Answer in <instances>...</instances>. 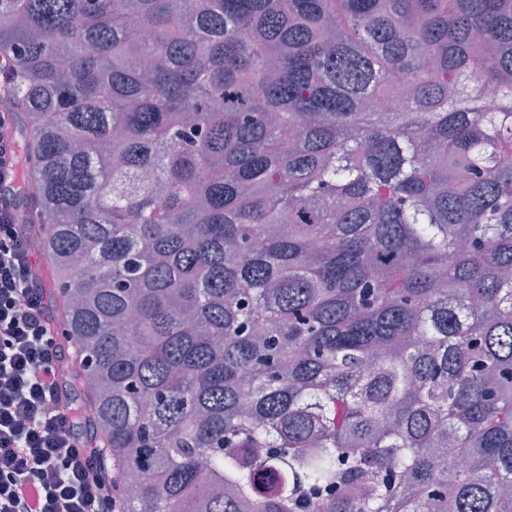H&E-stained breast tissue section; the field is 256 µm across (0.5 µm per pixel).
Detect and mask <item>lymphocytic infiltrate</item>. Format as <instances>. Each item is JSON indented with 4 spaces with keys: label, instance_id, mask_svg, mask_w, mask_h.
<instances>
[{
    "label": "lymphocytic infiltrate",
    "instance_id": "obj_1",
    "mask_svg": "<svg viewBox=\"0 0 512 512\" xmlns=\"http://www.w3.org/2000/svg\"><path fill=\"white\" fill-rule=\"evenodd\" d=\"M23 203L0 199V512H110L118 477L82 427Z\"/></svg>",
    "mask_w": 512,
    "mask_h": 512
}]
</instances>
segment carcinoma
<instances>
[{
	"label": "carcinoma",
	"instance_id": "1",
	"mask_svg": "<svg viewBox=\"0 0 512 512\" xmlns=\"http://www.w3.org/2000/svg\"><path fill=\"white\" fill-rule=\"evenodd\" d=\"M0 61L121 512H512V0H0Z\"/></svg>",
	"mask_w": 512,
	"mask_h": 512
}]
</instances>
